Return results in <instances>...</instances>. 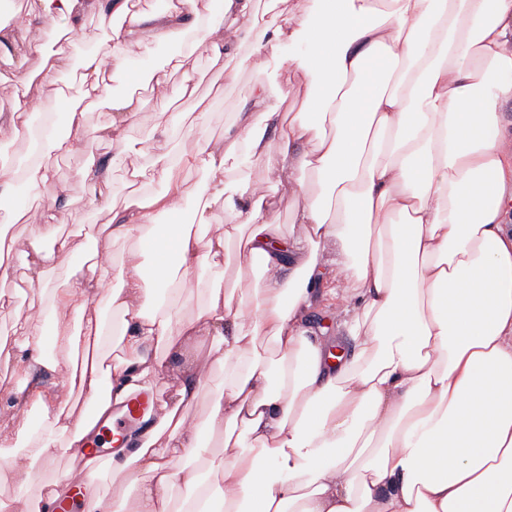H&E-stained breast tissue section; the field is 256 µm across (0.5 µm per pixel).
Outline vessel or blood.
<instances>
[{"mask_svg": "<svg viewBox=\"0 0 512 512\" xmlns=\"http://www.w3.org/2000/svg\"><path fill=\"white\" fill-rule=\"evenodd\" d=\"M153 407L154 396L146 390L131 391L114 414L108 417L100 416L96 407L86 406L84 419L92 430L81 442L78 456L90 466H98L103 461L106 448L126 447L129 432L142 425Z\"/></svg>", "mask_w": 512, "mask_h": 512, "instance_id": "vessel-or-blood-1", "label": "vessel or blood"}]
</instances>
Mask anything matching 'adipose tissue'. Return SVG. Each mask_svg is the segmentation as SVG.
<instances>
[{"mask_svg":"<svg viewBox=\"0 0 512 512\" xmlns=\"http://www.w3.org/2000/svg\"><path fill=\"white\" fill-rule=\"evenodd\" d=\"M30 20L55 18L66 34L88 17L110 30L108 55L73 63L66 46L17 40L0 24L9 60L38 58L22 93L0 113V128L29 136L36 101L58 99L59 71L77 67L81 102L69 105L63 134L45 118L38 154L23 168L0 164V241L20 223L17 185L37 192L54 178L43 155L108 142L131 179L152 175L162 190L114 205L108 166L91 176L93 201L112 221L55 233L72 217L50 198L41 226L54 244L29 265L43 283L46 260L68 265L93 254L86 270L53 288L49 317L70 311L96 356L72 370L75 338L18 326L15 343L31 371L60 373L61 385L100 410L128 390L163 384L164 362L150 346L210 344L224 374L204 424L188 423L182 403L206 383L185 377L176 403L162 402L132 453L112 468L137 474L132 499L111 505L84 475L86 512H512V141L500 107L512 101V0H320L258 23L257 0H26ZM173 44L164 67L130 70ZM235 58L234 80L257 78L252 109L208 134L209 115L160 114L149 139L130 140L137 110L117 82L144 80L168 100L191 97V80L173 85L198 50ZM317 76L319 92L298 90L300 111L281 118L262 77L269 59ZM105 104L112 121L97 129L83 100ZM195 168L198 231L181 222L186 199L178 173ZM283 174L297 236L276 226L279 200L259 191L253 169ZM224 209L212 233L206 215ZM159 214L170 216L156 223ZM151 241L152 253L98 261L101 239ZM120 285L109 288L111 272ZM201 298L195 316L179 306L185 284ZM336 302L338 329L351 351L334 354L310 338L304 318L318 284ZM231 335H224V327ZM121 355L109 360L111 345ZM42 413L25 432L23 456L52 465L74 456L88 432L58 393L19 391ZM220 461L203 456L206 442ZM51 480L20 481L0 512H49L69 493Z\"/></svg>","mask_w":512,"mask_h":512,"instance_id":"adipose-tissue-1","label":"adipose tissue"}]
</instances>
